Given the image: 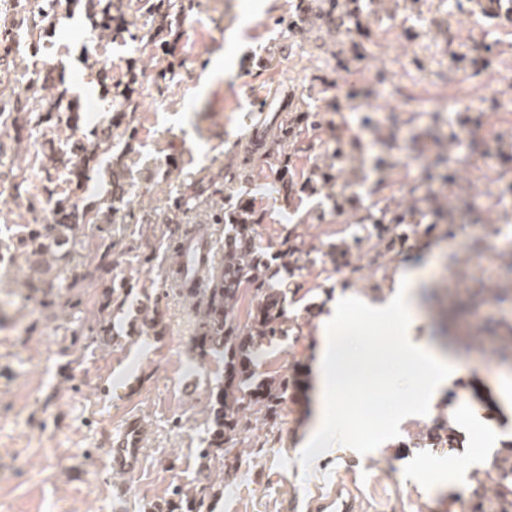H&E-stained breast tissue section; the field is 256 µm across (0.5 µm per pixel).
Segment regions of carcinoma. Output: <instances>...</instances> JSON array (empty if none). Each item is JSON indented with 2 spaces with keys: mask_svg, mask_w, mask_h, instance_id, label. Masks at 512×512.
I'll return each mask as SVG.
<instances>
[{
  "mask_svg": "<svg viewBox=\"0 0 512 512\" xmlns=\"http://www.w3.org/2000/svg\"><path fill=\"white\" fill-rule=\"evenodd\" d=\"M27 4L31 6L33 24L45 30L56 24L58 7L63 5L71 12L79 4L83 5L101 40L122 43L126 37H134L131 28L137 27L129 18L130 4L125 0H27ZM137 4V13L147 20L140 27L139 40L164 55L168 54L173 26L180 24V17L185 12L183 0H137ZM38 83L44 89H56V93L49 97H27L24 107L36 113V124L53 121L59 128L60 108L65 104L73 106L65 92L59 90L63 76L55 74L51 67L36 69L30 86ZM106 90L112 91L115 111L136 110L141 92L135 69H130L126 82L108 85ZM321 121L320 112L300 109L294 116L273 124V150L266 154L272 189L286 196L305 190L306 183L294 180L286 147L294 145L303 130L318 127ZM118 128L117 123L100 127L90 143L80 138H66L62 154L71 161L68 182L73 185L72 191L81 190L88 178L90 164L112 151L114 137L106 131L114 132ZM331 159L332 165L339 167V173H350L340 185L339 192L333 194L337 211L354 210L355 188L364 183L365 177L357 174L353 159L342 147L332 152ZM408 195L411 210L439 203V197L430 186L422 196L417 195L415 186L409 189ZM55 210L57 223L36 224L28 232V242L33 245L35 255L53 256L62 252L67 256L77 251L81 244L77 234L83 231L84 225L97 221V215L79 208L70 197L57 200ZM405 219V211L392 210L388 206L376 212L368 211L360 217L359 223L377 227V242L373 245L375 257L397 250L406 243L409 233H417V225L405 224ZM263 220V212L256 209L250 199H225L224 207L211 215V223L224 225V257L220 265L203 272V288H186L179 284L182 292L196 299L195 308L198 309L197 336L190 347L192 356L201 361L213 355L224 357V381L209 393L210 433L207 446L200 451L203 460L210 459L218 451L225 456L232 452L238 444L246 412L260 414L265 420H277L287 392V381L283 378L268 377L257 385L253 383L255 360L263 346L283 335L288 320L286 293L270 284L271 262L257 240L256 225ZM302 254L301 248L291 244L277 252L274 259L278 260L277 267L295 270ZM244 291L251 293L252 308L248 319L242 322L233 314V309ZM458 445L456 429L448 418L435 422L419 441L413 443L415 448H456ZM470 480L474 482L470 486V498L475 501L473 512H512V441L496 452L483 469L472 471ZM488 483L494 486L491 496L486 494Z\"/></svg>",
  "mask_w": 512,
  "mask_h": 512,
  "instance_id": "carcinoma-1",
  "label": "carcinoma"
}]
</instances>
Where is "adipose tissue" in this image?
<instances>
[{"label": "adipose tissue", "instance_id": "ef3b65f1", "mask_svg": "<svg viewBox=\"0 0 512 512\" xmlns=\"http://www.w3.org/2000/svg\"><path fill=\"white\" fill-rule=\"evenodd\" d=\"M423 278V272L417 269L401 272L395 278L392 295L383 303L354 297L329 303L328 314L320 318L317 337L315 381L319 402L314 420L298 445L304 459H313L324 449L331 432L339 428L340 420L333 413V404L361 389L368 379L406 372L419 383L416 401H403L393 396L382 409V416L396 426L415 415L416 404L431 405L438 391L456 379L455 366L448 356L415 342L410 324L402 325L399 349L385 362L373 359L369 351L354 349L350 329L343 324L347 311L352 308L368 321H393L398 314L413 309Z\"/></svg>", "mask_w": 512, "mask_h": 512}]
</instances>
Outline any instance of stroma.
<instances>
[{"instance_id": "stroma-1", "label": "stroma", "mask_w": 512, "mask_h": 512, "mask_svg": "<svg viewBox=\"0 0 512 512\" xmlns=\"http://www.w3.org/2000/svg\"><path fill=\"white\" fill-rule=\"evenodd\" d=\"M299 0H192L172 55L145 43L98 40L84 11L62 17L47 35H30L19 21L23 5L0 0V34L17 44L8 57L10 81L0 99L27 85L33 65L52 64L72 88L99 62L113 81L137 64L142 94L127 113L129 137L92 169L78 193L82 206L101 207L113 182L123 184L117 213L102 210L88 225L79 254L35 264L24 227L51 200L69 191L66 173L47 182L42 170L59 141L53 124L31 132L26 113L0 134V512H165L180 489L194 495L221 484L204 512H286L339 480L363 492L370 512H465L466 500L448 494L469 486L471 470L512 441V403L500 387L510 363H486L482 354L503 325L512 323V28L485 24L477 0H359L354 38L330 37L323 24L296 32L288 23ZM167 79H159L161 70ZM287 95L292 105L322 110L325 121L292 151L297 179H312L303 193L283 196L267 188L265 164L253 159L248 188L265 213L258 225L267 254L291 241L309 267L276 287L294 283L289 329L266 346L257 376L290 383L275 423L246 416L233 450L236 461L202 462L208 395L224 361L199 368L188 344L196 318L169 281L172 243L185 227L205 224L216 251L224 227L208 223L212 210L237 188L224 184L227 165L246 150L241 135L250 113ZM446 97V111L427 110L428 97ZM373 110L364 124L360 102ZM358 157L369 181L377 156L394 164L382 192L407 206L399 183H423L419 161L447 154L454 183L434 181L451 216L428 209L411 217L421 227L396 259H381L352 278L332 270L333 244L362 234L361 225L339 235L330 190L319 181L326 154L336 147ZM482 160L479 168L468 159ZM28 169L23 184L8 171ZM206 186L190 210L175 201L187 188ZM484 265H475L474 253ZM108 254L111 270L99 269ZM425 269L421 306L413 314L416 342L437 347L441 331L464 336L456 353L457 377L432 408L410 419L384 447L356 452L337 442L315 465L298 467L293 453L313 413L320 317L339 295L376 293L385 299L391 273ZM74 304L58 305L59 295ZM111 319L112 340L91 342L99 317ZM385 389L355 394L346 409L354 434L367 441L383 428L376 412ZM473 409L458 426L460 445L441 455L415 447L439 416H450L460 395ZM137 415L147 436L144 470L129 478L106 467L109 435Z\"/></svg>"}]
</instances>
